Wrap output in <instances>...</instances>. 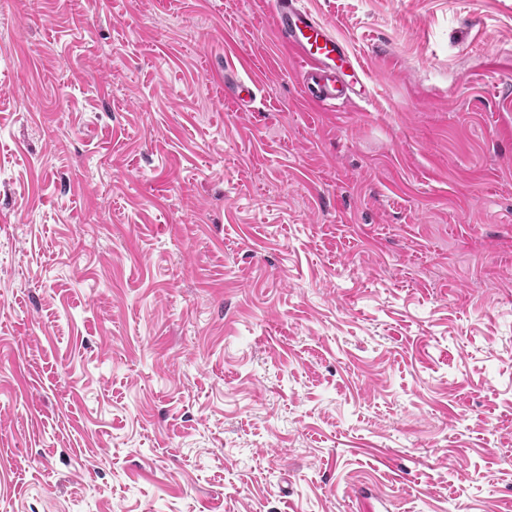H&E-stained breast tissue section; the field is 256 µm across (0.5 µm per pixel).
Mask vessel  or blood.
<instances>
[{
    "label": "vessel or blood",
    "mask_w": 512,
    "mask_h": 512,
    "mask_svg": "<svg viewBox=\"0 0 512 512\" xmlns=\"http://www.w3.org/2000/svg\"><path fill=\"white\" fill-rule=\"evenodd\" d=\"M273 25L301 65L309 102L322 105L350 99L352 84L346 79L344 65L351 56L324 23L300 0H275Z\"/></svg>",
    "instance_id": "1"
}]
</instances>
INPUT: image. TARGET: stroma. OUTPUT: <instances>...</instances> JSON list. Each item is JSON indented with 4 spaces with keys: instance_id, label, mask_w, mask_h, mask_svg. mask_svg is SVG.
Masks as SVG:
<instances>
[{
    "instance_id": "stroma-1",
    "label": "stroma",
    "mask_w": 512,
    "mask_h": 512,
    "mask_svg": "<svg viewBox=\"0 0 512 512\" xmlns=\"http://www.w3.org/2000/svg\"><path fill=\"white\" fill-rule=\"evenodd\" d=\"M302 4L0 0V512H512V0ZM273 25L301 65L309 102L323 106L325 102L344 103L351 98L352 83L361 81V72L345 73L344 64L352 65L351 55L324 23L299 0H276ZM346 76L354 80L347 81Z\"/></svg>"
}]
</instances>
